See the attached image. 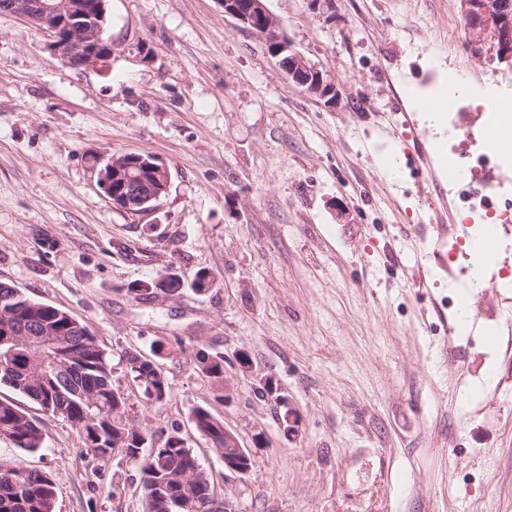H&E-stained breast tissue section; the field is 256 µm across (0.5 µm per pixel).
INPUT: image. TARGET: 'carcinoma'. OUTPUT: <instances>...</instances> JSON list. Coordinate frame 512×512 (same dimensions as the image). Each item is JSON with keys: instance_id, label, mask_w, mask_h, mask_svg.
Listing matches in <instances>:
<instances>
[{"instance_id": "obj_1", "label": "carcinoma", "mask_w": 512, "mask_h": 512, "mask_svg": "<svg viewBox=\"0 0 512 512\" xmlns=\"http://www.w3.org/2000/svg\"><path fill=\"white\" fill-rule=\"evenodd\" d=\"M4 313L26 317L32 330L47 324L60 337L53 345H41L0 335V364L18 367L11 378L0 372V383L68 423L77 431L86 452L103 461L110 459L111 454L104 449L112 447L130 428L124 424L126 401L115 397L119 389L112 382V365L97 337L73 313L31 299L14 285L0 282V315ZM127 361L143 394L157 400L168 394V383L157 379L152 362L136 355ZM193 415L199 434L212 447H224V424L213 419L204 407L195 408ZM0 438L25 451L43 447L38 423L6 400L0 401ZM126 448L142 473L143 491L151 497V512H183L181 499L193 500L197 512H211L216 499L210 492L208 475L190 448H176L167 441L152 458L136 456L139 444L134 439ZM188 469L193 470L190 482H175V477ZM0 512H56L53 480L43 471L23 473L12 460L0 457Z\"/></svg>"}]
</instances>
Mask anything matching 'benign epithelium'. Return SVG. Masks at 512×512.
I'll use <instances>...</instances> for the list:
<instances>
[{"label": "benign epithelium", "mask_w": 512, "mask_h": 512, "mask_svg": "<svg viewBox=\"0 0 512 512\" xmlns=\"http://www.w3.org/2000/svg\"><path fill=\"white\" fill-rule=\"evenodd\" d=\"M469 21V35L475 44L486 47L490 57L512 69V8L505 0H462ZM0 14L25 20L52 38V46L68 66L80 69L105 62L112 56V42L103 39L105 0H0ZM224 16L237 26L253 31L260 21L274 34V41H288L280 21L268 10L265 0H224ZM288 62L279 61L288 85L335 105L341 93L332 77L304 54L287 45ZM170 170L161 159L132 152H116L105 157L99 169V184L112 204L124 212L151 211L168 193ZM224 461V482H241L251 472L255 459L242 446L234 432L224 430V450L217 451Z\"/></svg>", "instance_id": "obj_1"}]
</instances>
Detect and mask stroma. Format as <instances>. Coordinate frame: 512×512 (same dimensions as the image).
<instances>
[{
    "instance_id": "1",
    "label": "stroma",
    "mask_w": 512,
    "mask_h": 512,
    "mask_svg": "<svg viewBox=\"0 0 512 512\" xmlns=\"http://www.w3.org/2000/svg\"><path fill=\"white\" fill-rule=\"evenodd\" d=\"M266 5L338 84L336 106L288 86L220 0H108L112 56L81 70L0 14V281L81 317L135 423L159 447L186 438L239 512H512V351L449 308L473 280L438 264V187L409 164L437 157L413 96L438 81L428 51L467 32L462 0ZM455 53L463 72L512 80L465 38ZM384 150L394 168L378 166ZM118 151L167 163L154 210L131 215L104 194L97 171ZM201 270L214 279L203 294ZM166 272L179 296L140 294ZM160 341L169 394L154 404L127 357ZM200 352L223 357V378L200 370ZM266 380L275 395H259ZM0 399L44 436L34 453L0 439V456L49 473L57 512H143L136 464L87 454L7 385ZM199 406L252 450L244 481L225 484L189 421Z\"/></svg>"
}]
</instances>
